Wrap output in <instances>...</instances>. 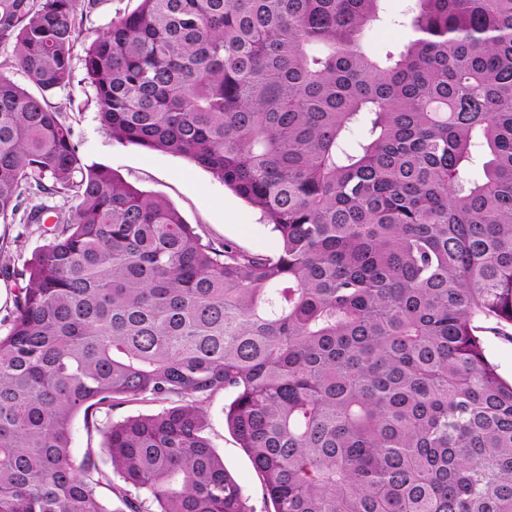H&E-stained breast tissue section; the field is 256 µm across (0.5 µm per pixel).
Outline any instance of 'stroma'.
Wrapping results in <instances>:
<instances>
[{"instance_id":"1","label":"stroma","mask_w":512,"mask_h":512,"mask_svg":"<svg viewBox=\"0 0 512 512\" xmlns=\"http://www.w3.org/2000/svg\"><path fill=\"white\" fill-rule=\"evenodd\" d=\"M138 4L139 0H97L93 8L84 9L78 18L81 35L75 58H82L83 47L105 31L112 19L130 13ZM93 97L90 86L76 82L48 98L71 126L73 141L85 164L110 167L128 184L164 196L204 241L214 246L228 242L250 253H276L277 236L258 210L227 189L211 172L184 157L112 139L100 123ZM45 243L37 227L17 221L0 224L1 263L22 268ZM231 399L230 392L221 391L207 400V434L223 457L226 470L241 485L252 512H268L270 505L264 499L251 461L225 423L224 408ZM159 409V404L151 402L123 403L106 416L100 414L90 421L76 418L72 425V456L79 459L87 452H96L102 469L111 471L109 459L101 452L105 427Z\"/></svg>"}]
</instances>
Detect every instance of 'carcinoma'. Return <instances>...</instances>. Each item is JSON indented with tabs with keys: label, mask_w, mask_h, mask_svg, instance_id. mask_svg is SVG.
Instances as JSON below:
<instances>
[{
	"label": "carcinoma",
	"mask_w": 512,
	"mask_h": 512,
	"mask_svg": "<svg viewBox=\"0 0 512 512\" xmlns=\"http://www.w3.org/2000/svg\"><path fill=\"white\" fill-rule=\"evenodd\" d=\"M82 0H0V222L46 244L0 336V512H250L207 433L225 418L272 512H512V0H139L82 57L112 138L187 158L260 210L273 257L203 241L164 197L83 163L47 97ZM483 178L469 179L473 148ZM170 406L104 431L75 417ZM123 508L112 510V500ZM411 3V0L385 1L386 22L372 31L371 42L373 45L385 49L388 46L399 45L408 38V29L394 25L391 21L400 20ZM0 74L26 86L31 93L39 94L36 87L30 85L24 75L16 69L12 60L11 49L6 46L0 47ZM480 335L488 359L497 366V371L507 381L512 380V343L506 336L492 330L477 333ZM161 408V404L151 402L118 404L112 408L109 415L97 414L88 424L84 421L83 415H79L72 425V456L80 460L88 451L95 452L102 469L112 475L114 482L124 484L122 479L113 473L111 463L101 448L104 441L103 431L112 422L122 421L131 416L152 414Z\"/></svg>",
	"instance_id": "cac0c4a2"
}]
</instances>
